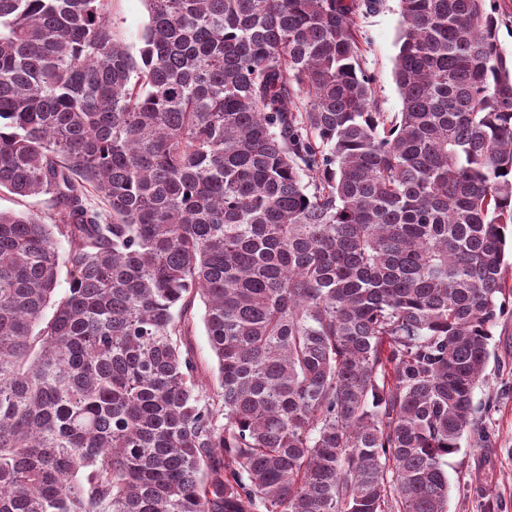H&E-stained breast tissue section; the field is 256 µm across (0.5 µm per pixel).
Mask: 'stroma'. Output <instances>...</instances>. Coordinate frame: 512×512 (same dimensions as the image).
<instances>
[{
	"label": "stroma",
	"mask_w": 512,
	"mask_h": 512,
	"mask_svg": "<svg viewBox=\"0 0 512 512\" xmlns=\"http://www.w3.org/2000/svg\"><path fill=\"white\" fill-rule=\"evenodd\" d=\"M112 29L131 50H138L148 22L144 0H112ZM398 0H382L362 21V69L373 80L381 111L399 112L402 102L394 79L398 54ZM188 347L209 386L217 384V364L202 321L204 305L195 302ZM490 357L474 403L482 434L464 433L457 453L449 456L448 512H512V297L491 330Z\"/></svg>",
	"instance_id": "stroma-1"
}]
</instances>
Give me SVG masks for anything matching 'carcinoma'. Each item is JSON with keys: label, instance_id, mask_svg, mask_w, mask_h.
I'll return each instance as SVG.
<instances>
[{"label": "carcinoma", "instance_id": "1", "mask_svg": "<svg viewBox=\"0 0 512 512\" xmlns=\"http://www.w3.org/2000/svg\"><path fill=\"white\" fill-rule=\"evenodd\" d=\"M111 2L0 0V191L51 202L0 212V512H447L512 238L496 0H399L394 116L380 0H144L137 57ZM398 0H382L377 12L362 20V69L374 79L375 100L382 112H400L402 102L394 79L398 54ZM192 312L194 317L191 332L188 336V347L199 365L201 374L204 376L206 383L211 386V389H214L217 384V364L215 355L208 345L202 321L204 305L199 298L195 300Z\"/></svg>", "mask_w": 512, "mask_h": 512}]
</instances>
